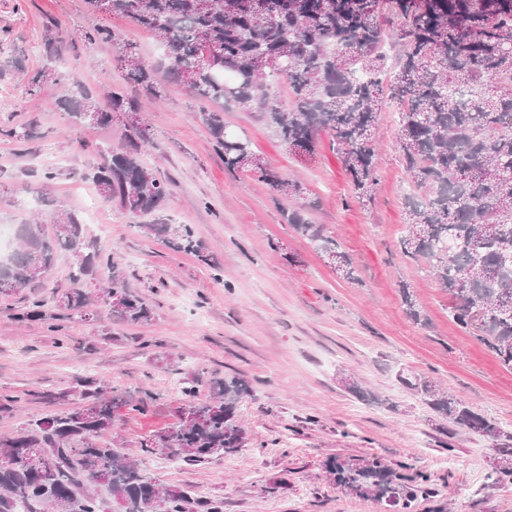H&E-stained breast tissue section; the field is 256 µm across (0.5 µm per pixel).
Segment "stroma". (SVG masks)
I'll use <instances>...</instances> for the list:
<instances>
[{
  "label": "stroma",
  "mask_w": 512,
  "mask_h": 512,
  "mask_svg": "<svg viewBox=\"0 0 512 512\" xmlns=\"http://www.w3.org/2000/svg\"><path fill=\"white\" fill-rule=\"evenodd\" d=\"M50 22L63 39L58 70L76 73L98 96L116 89L139 99L155 143L143 159L173 182L164 212L193 229L214 265L145 234L140 219L103 202L85 180L102 149L120 147L119 129L71 126L65 112L48 106L64 86H45L41 108L25 95L20 72L44 65L43 28ZM101 24L155 64L152 36L89 11L85 0H0V32L10 34L0 47V116L37 131L24 143L0 140V224L35 215L51 223L53 203L62 201L88 217L102 255L122 264L155 316L120 324L96 302L97 319L69 321L59 334L48 321L22 319L24 294L0 297V394L18 398L14 411L0 412V434L67 409V402L49 403L40 393L87 378L131 393L135 406L122 411L113 434L134 455L143 439L177 422L184 387L194 386L205 401L213 381L241 375L254 389L238 409L250 432L247 446L199 465L146 457V473L196 498L223 501L224 512H380L336 488L325 469L336 456L372 455L430 473L435 495L418 499L413 512L441 504L448 512H512V478L493 473L490 440L440 431L433 413L399 381L403 374L432 381L512 433V369L454 322L447 292L399 253L408 184L394 106L379 114L378 184L367 203L355 198L329 140L315 154L298 156L252 114L225 115L270 168L301 185L299 201L309 204L311 222L353 260L358 278L349 281L285 223L269 186L225 171L184 89L167 85L158 96H144L125 81L110 46L72 50L82 30ZM405 284L423 322L405 313ZM351 380L365 397L348 391Z\"/></svg>",
  "instance_id": "obj_1"
}]
</instances>
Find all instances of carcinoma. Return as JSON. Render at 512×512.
I'll use <instances>...</instances> for the list:
<instances>
[{"mask_svg": "<svg viewBox=\"0 0 512 512\" xmlns=\"http://www.w3.org/2000/svg\"><path fill=\"white\" fill-rule=\"evenodd\" d=\"M93 11L120 17L150 33L162 50L146 65L136 48L106 26L86 29L72 42L109 44L125 77L147 95L163 80L182 84L198 102L196 118L207 130L229 173L247 172L284 199L301 194L299 183L269 169L246 135L231 130L224 113L250 112L272 135L303 156L330 138L350 176L356 197L371 198L377 184L375 135L382 106L398 107L397 145L409 193L401 254L417 263L448 291L451 316L512 369V0H87ZM62 42L57 26L44 27L47 64L23 71L24 90L36 98L49 85L67 82L51 66ZM397 57L386 68V44ZM107 105L76 83L55 100L76 127L122 126V147L111 150L84 178L101 199L133 217L176 251L212 257L186 224H170L161 210L172 181L154 174L140 159L153 145L138 100L119 91ZM35 128L0 118V138L26 142ZM284 218L325 254L336 271L355 280L352 261L338 241L323 233L302 206ZM74 258L70 282L54 293L64 310L59 320L90 319L87 286L103 280L105 293L122 303L112 318L130 324L151 321L155 310L132 291L126 274L93 245L79 216L63 205L52 226L17 225L16 246L0 263V281L21 293L53 269L59 253ZM408 317L421 320L408 286L400 288ZM46 301L31 298L22 318L47 316ZM448 428L490 438L493 472L512 475V435L430 381L400 376ZM248 381L216 382L210 399L199 402L186 389L178 422L148 437L142 454L199 464L230 455L248 443L237 411L251 396ZM74 397L77 407L30 420L13 435H0V448L16 461L0 464V512H223L224 504L203 501L163 486L112 446L118 414L134 407L125 393L106 391L96 381L79 389L42 393L52 402ZM39 449L42 467L25 462ZM326 471L336 487L380 506L405 512L420 496H431L430 473L403 476L379 457L332 459Z\"/></svg>", "mask_w": 512, "mask_h": 512, "instance_id": "cac0c4a2", "label": "carcinoma"}]
</instances>
